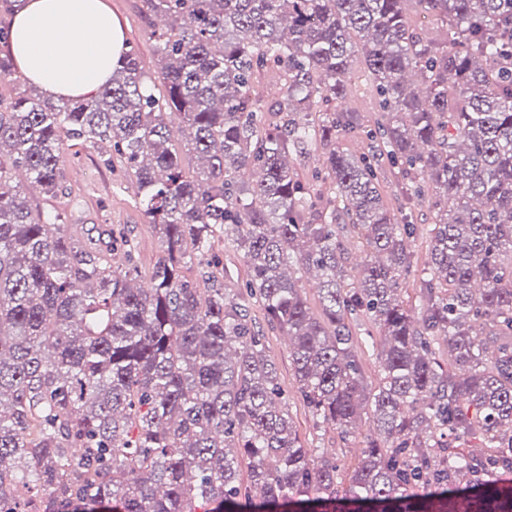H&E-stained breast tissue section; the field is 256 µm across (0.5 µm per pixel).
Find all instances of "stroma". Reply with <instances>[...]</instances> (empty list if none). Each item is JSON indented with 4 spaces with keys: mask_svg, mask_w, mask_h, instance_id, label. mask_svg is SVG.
<instances>
[{
    "mask_svg": "<svg viewBox=\"0 0 512 512\" xmlns=\"http://www.w3.org/2000/svg\"><path fill=\"white\" fill-rule=\"evenodd\" d=\"M109 4L124 28L127 45L139 52L144 72L149 78H156L154 55L147 36L150 14L144 0H109ZM340 108L358 117L357 130L341 137V147L353 155L366 152L369 143L365 133L374 128L380 112L363 59H355L352 64L348 95ZM61 167L64 192L48 197L37 189L27 191L31 207L62 213L68 232L82 239L97 237L100 231L110 228L124 231L134 242V259L141 272H149L162 250V241L137 205L136 192L124 162L116 158L111 164H104L99 148L77 145L65 151ZM380 190L398 223L418 224L425 228L433 224L434 211L428 200L412 196L411 184L398 166L389 163L382 166ZM250 316L263 330L266 354L279 369L280 384L288 397V408L302 440L332 449L341 464H350L363 445L362 437L367 434V427H360L359 438L344 442L336 431L317 425L298 392L288 365L285 336L268 328L259 307H251Z\"/></svg>",
    "mask_w": 512,
    "mask_h": 512,
    "instance_id": "35a3bbf8",
    "label": "stroma"
}]
</instances>
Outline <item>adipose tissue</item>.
Instances as JSON below:
<instances>
[{
	"label": "adipose tissue",
	"instance_id": "adipose-tissue-1",
	"mask_svg": "<svg viewBox=\"0 0 512 512\" xmlns=\"http://www.w3.org/2000/svg\"><path fill=\"white\" fill-rule=\"evenodd\" d=\"M18 71L56 97L93 98L125 50L106 0H22L10 25Z\"/></svg>",
	"mask_w": 512,
	"mask_h": 512
}]
</instances>
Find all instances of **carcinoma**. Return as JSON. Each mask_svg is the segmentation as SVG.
I'll list each match as a JSON object with an SVG mask.
<instances>
[{"mask_svg":"<svg viewBox=\"0 0 512 512\" xmlns=\"http://www.w3.org/2000/svg\"><path fill=\"white\" fill-rule=\"evenodd\" d=\"M406 2L147 0L166 18L149 32L162 93L133 49L90 100L0 90V512H512V0H416L443 41ZM356 55L384 112L360 156L336 108ZM268 72L284 87L270 107ZM72 141L112 148L136 181L163 245L150 287L126 237L86 245L29 205L26 181L62 190ZM318 147L325 196L288 161ZM385 160L435 211L412 306L421 229L383 202ZM227 231L245 301L211 255ZM251 303L321 422L344 441L364 419L376 431L347 482L298 436ZM406 13L411 28L428 38H440L445 34L435 17L426 15L415 1L406 2ZM411 249L414 250L418 256V265L406 277L401 296L405 302L414 304L417 296V284L421 277L422 269L424 268L428 253V242L426 241L425 235L423 239L420 237L416 239L415 242H411Z\"/></svg>","mask_w":512,"mask_h":512,"instance_id":"carcinoma-1","label":"carcinoma"}]
</instances>
